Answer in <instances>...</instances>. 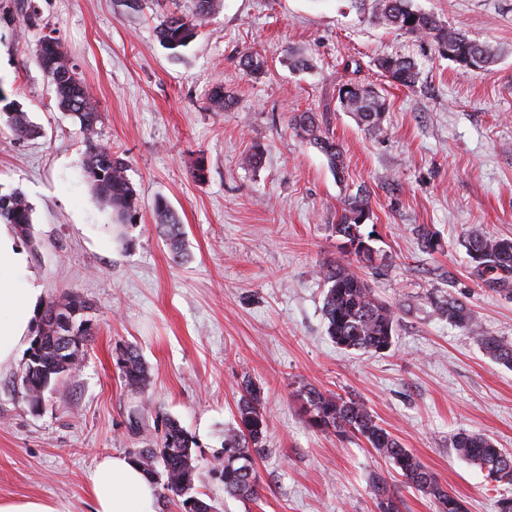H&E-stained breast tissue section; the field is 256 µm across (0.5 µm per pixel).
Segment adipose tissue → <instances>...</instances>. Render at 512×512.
Segmentation results:
<instances>
[{
	"mask_svg": "<svg viewBox=\"0 0 512 512\" xmlns=\"http://www.w3.org/2000/svg\"><path fill=\"white\" fill-rule=\"evenodd\" d=\"M40 296L24 247L10 225L0 224V367L24 347ZM91 484L93 512H158L156 485L126 455L101 456Z\"/></svg>",
	"mask_w": 512,
	"mask_h": 512,
	"instance_id": "obj_1",
	"label": "adipose tissue"
}]
</instances>
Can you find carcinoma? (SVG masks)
Returning a JSON list of instances; mask_svg holds the SVG:
<instances>
[{
  "label": "carcinoma",
  "instance_id": "1",
  "mask_svg": "<svg viewBox=\"0 0 512 512\" xmlns=\"http://www.w3.org/2000/svg\"><path fill=\"white\" fill-rule=\"evenodd\" d=\"M221 0H196V12L185 16L175 12L162 16L155 28L157 38L170 49L188 46L197 37L198 28L220 10ZM375 16L384 25L408 35L434 42L449 60L466 69H483L496 60V51L469 37L460 26L452 27L434 15L414 8L412 0H375ZM35 62L54 90L58 106L79 122L86 137L82 168L98 203L116 214L121 221L131 217L137 208V193L127 177L128 160L95 139L102 115L94 107L88 88L77 76L75 66L58 39L45 36L37 51ZM240 66L249 75L264 72L266 60L254 51L240 57ZM377 67L394 82L411 86L418 75L416 64L406 57H383ZM211 103L228 110L235 105L234 97L224 91V85L213 86ZM344 111L352 113L371 136L383 132L382 116L386 98L378 91L358 85H345L339 91ZM6 122L17 140L38 134L26 113L4 107ZM296 134L309 140L328 159L332 171L344 173L343 154L329 129L319 124L316 113L297 112L289 118ZM158 227L168 241L173 260H185L184 226L167 204H155ZM370 217L369 199L355 194L344 200L336 235L342 242H364L360 228ZM0 220L15 226L18 234L27 237L32 226V207L20 193L0 195ZM469 258L483 256L482 263L472 266V273L482 286L512 296V240L472 233L465 239ZM373 248L364 256L350 261L326 265L318 275L328 285L323 299L327 333L339 347L363 353H382L392 346L397 318L393 309L380 302L364 277L363 269L372 266ZM448 322L471 329L472 317L466 304L448 298L435 302ZM86 301L64 295L47 304L43 319L47 329L39 332L30 358L21 376L25 397L30 406L40 404L45 391L61 375L73 373L80 367L89 341ZM71 323L79 342L72 348L62 336L69 334L61 320ZM476 341L490 357L512 368V345L482 333ZM126 388L141 393L151 385V376L139 352L131 347L120 351L117 361ZM237 400V427L224 435V459L220 473L224 492L232 497H258V477L254 456L265 450L268 423L263 410L261 387L247 377L240 384ZM303 413L308 425L330 432L339 439L351 436L363 438L370 447L386 458L404 478L406 484L433 499L436 512H467L464 501L449 492L436 475L428 470L410 449L379 425L371 409L360 399L323 392L308 387L302 393ZM453 448L466 461L479 466L487 478L499 485H512V452L495 446L487 437L461 432L453 439ZM132 458L161 486V495L183 498L184 512H213V506L197 497L195 482L198 465L193 457L192 440L175 419L166 423L165 431L154 448H146ZM379 512H399L398 498L384 477L371 479Z\"/></svg>",
  "mask_w": 512,
  "mask_h": 512
}]
</instances>
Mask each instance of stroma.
I'll use <instances>...</instances> for the list:
<instances>
[{
	"label": "stroma",
	"instance_id": "obj_1",
	"mask_svg": "<svg viewBox=\"0 0 512 512\" xmlns=\"http://www.w3.org/2000/svg\"><path fill=\"white\" fill-rule=\"evenodd\" d=\"M195 2L34 0L38 18L25 28L18 0H0V89L39 130L17 140L0 122V194L21 193L33 209L22 245L43 301L71 294L91 305L80 370L53 383L38 408L21 387L28 350L0 369V499L91 512L97 458L154 447L174 418L194 441L196 490L215 512H378L375 474L400 512H435L362 439L308 426L301 394L314 386L362 399L468 512H498L512 487L490 483L451 439L475 432L512 451V369L434 302L458 298L473 330L512 343V298L479 285L461 245L474 231L512 239V0H413L496 48L485 70L378 24L374 0H223L188 47L168 49L154 33L160 16L192 14ZM46 35L61 42L102 115L99 142L129 161L133 222L100 208L90 189L84 135L35 63ZM249 50L268 61L260 77L239 67ZM297 56L306 67H294ZM386 56L414 58L415 84L378 69ZM217 82L234 96L232 110L211 105ZM347 82L386 98L382 135L342 111ZM306 110L335 137L343 175L289 127ZM257 147L261 164L242 166ZM360 191L378 265L367 280L397 315L391 349L376 355L331 341L317 274L339 258L333 227ZM159 198L184 226L185 263L156 228ZM422 225L436 232L437 250L423 251ZM129 346L150 369L146 392L119 376ZM246 375L263 390L268 423L252 500L226 495L213 469Z\"/></svg>",
	"mask_w": 512,
	"mask_h": 512
}]
</instances>
